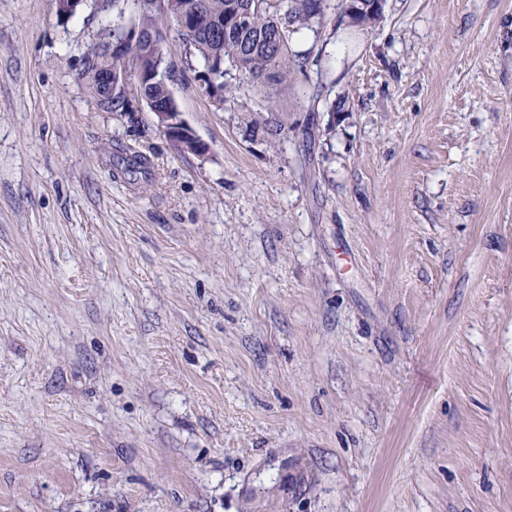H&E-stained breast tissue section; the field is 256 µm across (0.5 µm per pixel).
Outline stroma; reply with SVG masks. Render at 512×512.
I'll return each mask as SVG.
<instances>
[{
    "label": "stroma",
    "mask_w": 512,
    "mask_h": 512,
    "mask_svg": "<svg viewBox=\"0 0 512 512\" xmlns=\"http://www.w3.org/2000/svg\"><path fill=\"white\" fill-rule=\"evenodd\" d=\"M0 0V512H512V0L331 14L326 93L78 79ZM166 73V75H165ZM171 73L163 72L160 75L154 74L150 76V82L144 87V93L156 108L168 107L171 103L169 80ZM175 112H160L154 106L151 111L157 118V124L163 131L165 136L170 140L174 147L183 152H190L198 156L207 153L208 146L206 143L198 139L185 122L182 113L179 111L175 100Z\"/></svg>",
    "instance_id": "stroma-1"
}]
</instances>
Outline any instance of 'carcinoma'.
I'll use <instances>...</instances> for the list:
<instances>
[{"mask_svg": "<svg viewBox=\"0 0 512 512\" xmlns=\"http://www.w3.org/2000/svg\"><path fill=\"white\" fill-rule=\"evenodd\" d=\"M121 2L112 0L117 20L94 34V59L82 62L78 73L79 80L97 97L103 95L102 74L111 63L108 47L125 35L127 22L136 24L145 36L160 26L153 0H135L138 12L128 21L124 19ZM176 4L188 22V30L178 31L184 55L202 63L214 93H232L226 82L228 65L240 80L254 86L286 85L292 73L300 72L307 80H315L318 88L325 89L321 72L311 75V66L318 62L313 50L293 52L290 43L303 29L317 33L324 28L329 11L335 8L332 0H176ZM241 12L248 15V25L242 29L228 28L230 19ZM151 51L148 41L129 44L126 49L145 68ZM170 78L169 74H154L144 87L145 95L160 109L171 103Z\"/></svg>", "mask_w": 512, "mask_h": 512, "instance_id": "carcinoma-1", "label": "carcinoma"}]
</instances>
